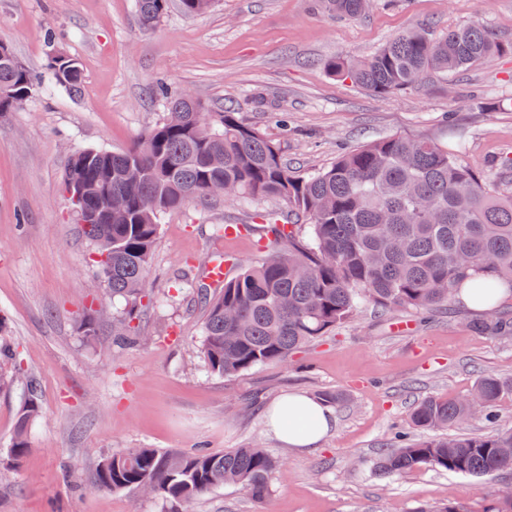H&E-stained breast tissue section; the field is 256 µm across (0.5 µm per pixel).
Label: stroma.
<instances>
[{"label": "stroma", "instance_id": "obj_1", "mask_svg": "<svg viewBox=\"0 0 512 512\" xmlns=\"http://www.w3.org/2000/svg\"><path fill=\"white\" fill-rule=\"evenodd\" d=\"M475 20L512 40V0H381L357 21L330 17L321 0H218L194 17L170 7L150 31L134 0H0V43L42 77L18 109L0 113V338L15 354L0 373L16 380L0 390V512H169L156 498L95 489L98 465L129 448L257 444L281 462L269 505L226 485L190 512H417L455 502L487 512L488 481L371 468L396 431H409L417 402L465 397L486 374L512 378V342L468 328L466 305L387 317L366 305L288 362L214 376L201 354L203 309L179 276L187 266L202 275L219 253L234 257V275L265 256L256 235L214 233L253 221L252 204L224 198L166 216L148 275L165 301L145 317L144 340L119 348L105 334L87 343L77 334L82 310L122 302L100 287L93 247L61 190L77 151L125 150L162 119L159 78L232 108L300 172L391 136L431 139L484 172L512 157V54L387 96L321 67L368 55L408 28L439 34ZM48 30L83 68L79 93L46 76ZM399 321L410 330L395 331ZM30 379L41 412L16 464L9 448ZM288 392L343 394L316 447L291 448L269 432L268 407Z\"/></svg>", "mask_w": 512, "mask_h": 512}]
</instances>
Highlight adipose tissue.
<instances>
[{
  "label": "adipose tissue",
  "instance_id": "adipose-tissue-1",
  "mask_svg": "<svg viewBox=\"0 0 512 512\" xmlns=\"http://www.w3.org/2000/svg\"><path fill=\"white\" fill-rule=\"evenodd\" d=\"M296 416L309 418L313 426L305 430H294L282 427L283 419ZM268 426L276 437L291 448H309L322 440L335 425L333 412L300 393H288L281 396L269 408Z\"/></svg>",
  "mask_w": 512,
  "mask_h": 512
}]
</instances>
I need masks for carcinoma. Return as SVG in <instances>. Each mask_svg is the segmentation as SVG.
Wrapping results in <instances>:
<instances>
[{
    "label": "carcinoma",
    "mask_w": 512,
    "mask_h": 512,
    "mask_svg": "<svg viewBox=\"0 0 512 512\" xmlns=\"http://www.w3.org/2000/svg\"><path fill=\"white\" fill-rule=\"evenodd\" d=\"M374 0H324L340 18L365 15ZM215 0H178L187 16L207 12ZM170 0H137L145 29L155 26ZM512 54L487 26L469 25L433 36L407 29L359 61L327 58L323 69L376 95L415 89L433 75L449 76L495 56ZM83 69L51 76L72 92ZM40 79L0 59V110L15 111ZM166 117L134 145L74 154L63 191L82 234L93 244L105 294L124 300L110 331L120 344L142 339L138 313L159 303L147 288V271L163 217L196 201L208 202L214 183L245 202L276 198L286 210L261 209L272 228L268 257L224 281L212 294L193 277L204 307L202 353L209 371L230 377L295 351L336 329L362 304L384 313L428 312L451 305L471 281L474 295L491 305L503 285L512 287V157L485 175L429 139L389 137L345 152L329 167L299 173L280 145L241 123L230 109L186 100L171 86L159 88ZM93 200L86 215L74 198ZM309 228L300 244L299 224ZM101 311L87 309L77 330L89 343L102 331ZM469 328L494 339H512V313L472 320ZM23 403L10 448L13 461L30 450L28 430L40 412L34 382ZM512 394V378L482 376L465 398H429L409 415L412 428L461 426ZM279 461L265 449L190 452L132 448L105 459L94 476L103 491L142 488L163 502L188 507L211 489L239 484L263 503ZM417 468L448 471L489 482L512 475V428L490 436L445 434L409 438L372 461V469L401 475Z\"/></svg>",
    "instance_id": "1"
}]
</instances>
